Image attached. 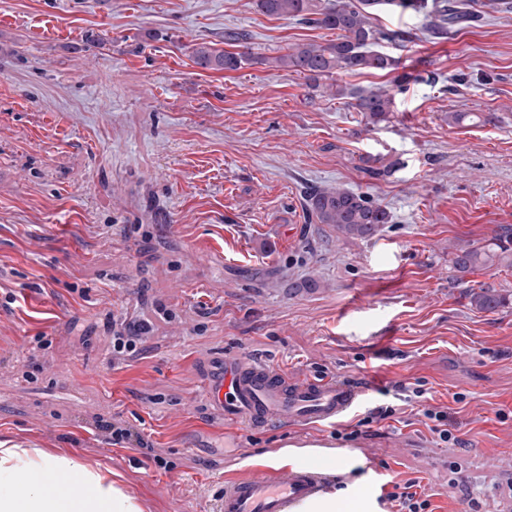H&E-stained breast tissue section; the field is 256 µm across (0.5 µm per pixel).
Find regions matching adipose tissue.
<instances>
[{
    "mask_svg": "<svg viewBox=\"0 0 512 512\" xmlns=\"http://www.w3.org/2000/svg\"><path fill=\"white\" fill-rule=\"evenodd\" d=\"M34 471L75 473L81 485L51 495L27 482ZM0 512H143V507L114 480L106 465L91 467L41 448L0 443Z\"/></svg>",
    "mask_w": 512,
    "mask_h": 512,
    "instance_id": "1",
    "label": "adipose tissue"
}]
</instances>
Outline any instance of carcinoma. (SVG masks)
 Returning <instances> with one entry per match:
<instances>
[{"label":"carcinoma","instance_id":"obj_1","mask_svg":"<svg viewBox=\"0 0 512 512\" xmlns=\"http://www.w3.org/2000/svg\"><path fill=\"white\" fill-rule=\"evenodd\" d=\"M256 9L269 17L296 19L303 23L337 31L336 39L323 45L298 43L270 60L253 58L243 52L220 50L209 43L193 47L197 66L215 71H235L247 61L271 63L293 71L323 89L331 98L351 99L349 106L360 112L368 125L385 120L392 112L393 99L385 91L353 94L345 87L328 82L338 71H392L395 60L374 49L390 34L374 25L375 15L384 7L397 4L402 8L426 11L436 34L481 18V11L465 0H253ZM482 123L494 121L493 113L450 112L448 123L461 124L467 119ZM307 219L311 224H330L347 238L362 240L373 237L389 222V213L367 195L352 190L313 191L308 195ZM459 273L456 280L478 269L512 268V228L502 227L483 245L459 248L450 258ZM470 305L485 312H498L512 306V294L492 286L467 289Z\"/></svg>","mask_w":512,"mask_h":512}]
</instances>
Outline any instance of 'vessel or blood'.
I'll return each mask as SVG.
<instances>
[{
	"label": "vessel or blood",
	"mask_w": 512,
	"mask_h": 512,
	"mask_svg": "<svg viewBox=\"0 0 512 512\" xmlns=\"http://www.w3.org/2000/svg\"><path fill=\"white\" fill-rule=\"evenodd\" d=\"M209 404L224 416V437L241 429L282 425L295 430V452L250 464L225 465L224 490L214 499L213 512H306L327 492L329 461L321 451L330 447L327 428L350 416L366 388L359 380H314L291 376L249 355L225 359L206 375ZM46 492L74 487L75 474L49 478L31 474Z\"/></svg>",
	"instance_id": "obj_1"
}]
</instances>
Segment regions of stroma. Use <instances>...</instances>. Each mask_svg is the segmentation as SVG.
Instances as JSON below:
<instances>
[{"label": "stroma", "instance_id": "stroma-1", "mask_svg": "<svg viewBox=\"0 0 512 512\" xmlns=\"http://www.w3.org/2000/svg\"><path fill=\"white\" fill-rule=\"evenodd\" d=\"M478 2L481 21L443 37L424 12H380L395 71L335 76L392 95L369 127L267 64L334 32L249 0H0V442L103 463L144 512H212L224 420L203 378L245 353L365 384L336 427L349 453L329 494L387 512L382 484L416 479L435 512H467L456 461L482 512H507L489 471L512 468V309L477 311L466 288L512 291V268L461 285L448 269L512 227V11ZM232 30L256 64L194 63V44ZM309 188L365 193L390 221L369 240L308 223ZM123 322L148 332L119 360ZM437 404L458 445L425 426ZM381 405L395 416L368 422ZM103 422L136 429L168 469Z\"/></svg>", "mask_w": 512, "mask_h": 512}]
</instances>
